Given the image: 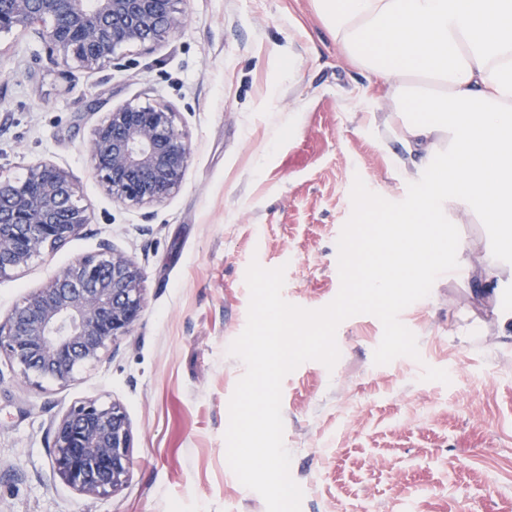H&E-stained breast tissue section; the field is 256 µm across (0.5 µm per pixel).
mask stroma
<instances>
[{"label": "stroma", "instance_id": "stroma-1", "mask_svg": "<svg viewBox=\"0 0 512 512\" xmlns=\"http://www.w3.org/2000/svg\"><path fill=\"white\" fill-rule=\"evenodd\" d=\"M185 25L119 65L62 73L39 24L0 33V174L48 161L75 179L90 224L62 249L0 279V315L102 243L144 273L133 329L64 386L25 382L0 358V512H266L226 459L228 405L245 373L228 348L245 329L251 261L284 267L282 297L319 309L338 294L337 241L355 178L387 200L407 185L390 161L389 111L371 74L352 66L313 0H183ZM172 106L191 145L165 202L112 203L93 177L87 141L127 102ZM297 125L277 136L288 113ZM460 260L493 252L494 225L448 215ZM512 266L498 296L475 282H434L400 319L419 356L374 362L383 326L344 320L334 368L307 361L282 381L284 443L301 512H512ZM123 406L133 468L118 492L89 497L55 471L53 432L75 405Z\"/></svg>", "mask_w": 512, "mask_h": 512}]
</instances>
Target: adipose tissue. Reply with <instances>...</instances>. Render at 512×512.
<instances>
[{"label": "adipose tissue", "instance_id": "1", "mask_svg": "<svg viewBox=\"0 0 512 512\" xmlns=\"http://www.w3.org/2000/svg\"><path fill=\"white\" fill-rule=\"evenodd\" d=\"M331 39L379 76L391 111L393 158L420 191L383 224L366 279L377 294L459 268L498 289L512 258V0H314ZM497 227V256L458 263L449 211Z\"/></svg>", "mask_w": 512, "mask_h": 512}]
</instances>
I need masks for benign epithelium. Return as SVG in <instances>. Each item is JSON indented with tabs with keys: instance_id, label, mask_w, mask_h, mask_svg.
Wrapping results in <instances>:
<instances>
[{
	"instance_id": "benign-epithelium-1",
	"label": "benign epithelium",
	"mask_w": 512,
	"mask_h": 512,
	"mask_svg": "<svg viewBox=\"0 0 512 512\" xmlns=\"http://www.w3.org/2000/svg\"><path fill=\"white\" fill-rule=\"evenodd\" d=\"M177 0H0V32L33 18L46 58L56 67L97 70L132 45L158 44L184 24ZM161 103L132 102L105 114L91 131L88 161L103 191L120 206L158 205L180 186L190 143ZM90 223L71 174L45 161L19 180L0 178V278L43 253L58 250ZM140 267L109 245L75 259L44 287L0 317V356L23 378L66 385L85 365L126 335L143 309ZM123 407L87 400L55 426L53 465L69 485L90 496L121 490L133 460Z\"/></svg>"
}]
</instances>
